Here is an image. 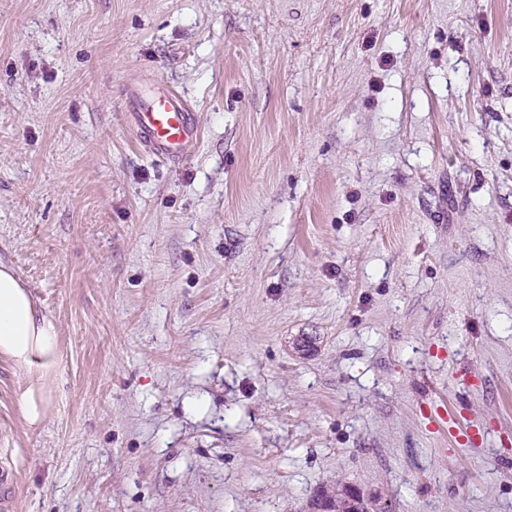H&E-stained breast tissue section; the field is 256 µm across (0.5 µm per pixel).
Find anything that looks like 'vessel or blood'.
I'll use <instances>...</instances> for the list:
<instances>
[{
    "instance_id": "obj_1",
    "label": "vessel or blood",
    "mask_w": 512,
    "mask_h": 512,
    "mask_svg": "<svg viewBox=\"0 0 512 512\" xmlns=\"http://www.w3.org/2000/svg\"><path fill=\"white\" fill-rule=\"evenodd\" d=\"M126 100L133 134L154 157L176 162L197 143L200 127L182 95L138 86L127 90Z\"/></svg>"
}]
</instances>
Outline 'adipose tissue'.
<instances>
[{"mask_svg":"<svg viewBox=\"0 0 512 512\" xmlns=\"http://www.w3.org/2000/svg\"><path fill=\"white\" fill-rule=\"evenodd\" d=\"M0 357L12 365L21 390L19 413L28 429L51 413V383L60 361L54 319L41 312L9 265L0 263Z\"/></svg>","mask_w":512,"mask_h":512,"instance_id":"adipose-tissue-1","label":"adipose tissue"}]
</instances>
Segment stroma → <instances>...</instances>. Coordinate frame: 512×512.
Wrapping results in <instances>:
<instances>
[{
    "label": "stroma",
    "instance_id": "1",
    "mask_svg": "<svg viewBox=\"0 0 512 512\" xmlns=\"http://www.w3.org/2000/svg\"><path fill=\"white\" fill-rule=\"evenodd\" d=\"M0 260L61 350L11 512H512V0H0ZM128 122L137 141L154 157L180 161L200 136V127L187 100L175 91L145 89L126 92ZM326 498L329 501L331 507L337 509H342L345 507L346 502V512H373L374 504L369 499V497L364 496L362 492L357 490L356 488L348 487V493L343 494L344 501L342 499V493H338L336 490V494H326Z\"/></svg>",
    "mask_w": 512,
    "mask_h": 512
}]
</instances>
